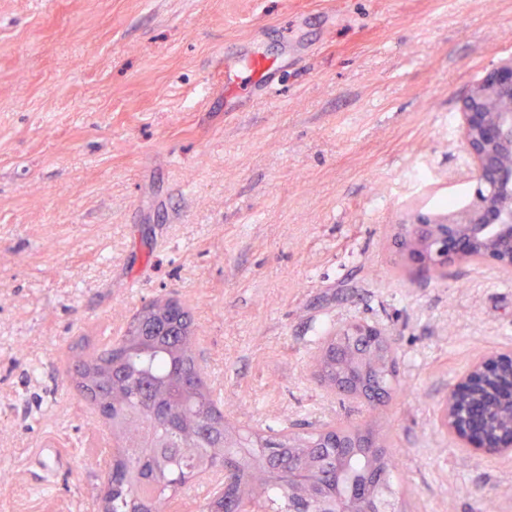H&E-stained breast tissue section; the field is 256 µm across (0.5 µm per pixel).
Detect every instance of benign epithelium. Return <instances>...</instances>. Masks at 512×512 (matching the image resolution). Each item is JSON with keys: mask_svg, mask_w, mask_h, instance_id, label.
Masks as SVG:
<instances>
[{"mask_svg": "<svg viewBox=\"0 0 512 512\" xmlns=\"http://www.w3.org/2000/svg\"><path fill=\"white\" fill-rule=\"evenodd\" d=\"M462 133L476 182L473 197L446 214L418 212L398 225L397 241L411 266L447 268L456 263H493L512 275V61L493 68L475 84L461 106ZM346 354L370 356L373 367L395 373L387 334L366 323L350 332ZM439 422L462 448L487 459L512 454V354L485 353L476 358L448 392ZM325 477L319 469L297 465L289 480L315 490L309 512H357L352 501L317 492Z\"/></svg>", "mask_w": 512, "mask_h": 512, "instance_id": "benign-epithelium-1", "label": "benign epithelium"}]
</instances>
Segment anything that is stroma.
Listing matches in <instances>:
<instances>
[{"label":"stroma","instance_id":"obj_1","mask_svg":"<svg viewBox=\"0 0 512 512\" xmlns=\"http://www.w3.org/2000/svg\"><path fill=\"white\" fill-rule=\"evenodd\" d=\"M241 41L270 94L225 95ZM511 59L512 0H0V512H96L112 438L66 363L158 297L233 420L369 424L405 512H512V458L438 421L512 352V276L421 279L394 239L471 199L461 103ZM354 321L398 356L373 408L315 378ZM248 62V77H251L254 88L257 85L264 93H269L273 89V84L268 81L267 76L274 67H268V59L261 55L247 54L244 46H233L224 50V91L226 88L239 85L245 79Z\"/></svg>","mask_w":512,"mask_h":512}]
</instances>
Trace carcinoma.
Masks as SVG:
<instances>
[{
	"instance_id": "obj_1",
	"label": "carcinoma",
	"mask_w": 512,
	"mask_h": 512,
	"mask_svg": "<svg viewBox=\"0 0 512 512\" xmlns=\"http://www.w3.org/2000/svg\"><path fill=\"white\" fill-rule=\"evenodd\" d=\"M172 300H152L122 336L87 349L67 371L78 395L106 414L112 431V476L102 512H179L181 491L199 472L222 474L223 492L207 491L198 512H306L300 488L288 487V460L315 466L330 458L329 489L359 503L360 512H387L395 470L392 449L368 426H346L355 448L336 447V429L307 432L253 429L224 417L198 360L189 316L177 319ZM329 336L320 377L345 382L348 362Z\"/></svg>"
}]
</instances>
